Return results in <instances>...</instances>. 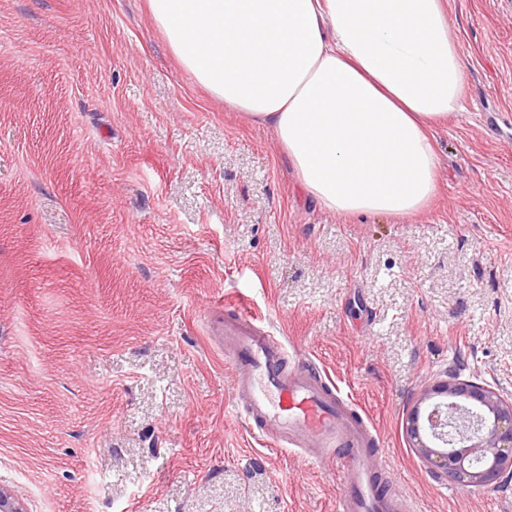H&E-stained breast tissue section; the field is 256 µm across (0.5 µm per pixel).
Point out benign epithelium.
Listing matches in <instances>:
<instances>
[{"label":"benign epithelium","instance_id":"1","mask_svg":"<svg viewBox=\"0 0 512 512\" xmlns=\"http://www.w3.org/2000/svg\"><path fill=\"white\" fill-rule=\"evenodd\" d=\"M421 435L420 405L434 397ZM406 433L429 465L465 486L512 478V401L455 374L425 391L407 413ZM0 512H28L15 491L0 484Z\"/></svg>","mask_w":512,"mask_h":512}]
</instances>
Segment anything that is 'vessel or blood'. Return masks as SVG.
<instances>
[{
	"instance_id": "1",
	"label": "vessel or blood",
	"mask_w": 512,
	"mask_h": 512,
	"mask_svg": "<svg viewBox=\"0 0 512 512\" xmlns=\"http://www.w3.org/2000/svg\"><path fill=\"white\" fill-rule=\"evenodd\" d=\"M230 357L237 410L254 431L275 429L277 446L335 463L346 492L338 512H408L403 496H387L371 461L381 436L369 418L298 353L243 313L218 325Z\"/></svg>"
}]
</instances>
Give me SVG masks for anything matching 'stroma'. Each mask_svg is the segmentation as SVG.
<instances>
[{
	"label": "stroma",
	"mask_w": 512,
	"mask_h": 512,
	"mask_svg": "<svg viewBox=\"0 0 512 512\" xmlns=\"http://www.w3.org/2000/svg\"><path fill=\"white\" fill-rule=\"evenodd\" d=\"M465 65L421 213L342 217L146 0H0V484L29 512H336L335 468L232 414L243 297L379 430L416 512H512L406 434L457 374L512 398V0H447Z\"/></svg>",
	"instance_id": "stroma-1"
}]
</instances>
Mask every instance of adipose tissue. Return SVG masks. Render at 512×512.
<instances>
[{
    "mask_svg": "<svg viewBox=\"0 0 512 512\" xmlns=\"http://www.w3.org/2000/svg\"><path fill=\"white\" fill-rule=\"evenodd\" d=\"M199 85L273 130L301 190L408 217L436 190L432 131L465 87L445 0H148Z\"/></svg>",
    "mask_w": 512,
    "mask_h": 512,
    "instance_id": "ef3b65f1",
    "label": "adipose tissue"
}]
</instances>
